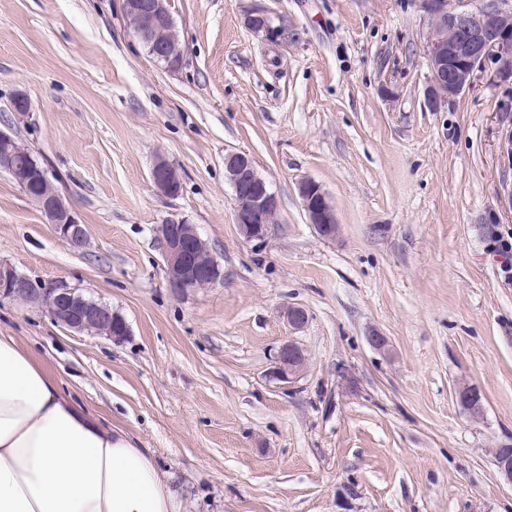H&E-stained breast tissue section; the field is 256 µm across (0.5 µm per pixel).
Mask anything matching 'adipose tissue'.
I'll list each match as a JSON object with an SVG mask.
<instances>
[{"label": "adipose tissue", "instance_id": "obj_1", "mask_svg": "<svg viewBox=\"0 0 512 512\" xmlns=\"http://www.w3.org/2000/svg\"><path fill=\"white\" fill-rule=\"evenodd\" d=\"M145 449L0 336V512H175Z\"/></svg>", "mask_w": 512, "mask_h": 512}]
</instances>
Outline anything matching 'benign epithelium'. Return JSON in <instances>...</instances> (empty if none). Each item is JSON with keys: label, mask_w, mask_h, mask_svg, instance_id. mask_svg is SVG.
Masks as SVG:
<instances>
[{"label": "benign epithelium", "mask_w": 512, "mask_h": 512, "mask_svg": "<svg viewBox=\"0 0 512 512\" xmlns=\"http://www.w3.org/2000/svg\"><path fill=\"white\" fill-rule=\"evenodd\" d=\"M425 14L429 31L426 57L430 69V84L425 91L426 101L433 111L452 104L473 86L474 75L487 62L497 65L496 74L507 81L512 79V26L502 19L512 14L506 8L508 0H417ZM479 3L473 8L471 4ZM122 16L136 20L134 35L148 53L165 67L172 68L175 59H183L177 43L175 28L166 0H122ZM248 28L268 40L281 36V27L265 10L247 13ZM0 169L7 172L16 184L27 190L32 182L50 183L47 170L25 147L0 131ZM224 171L233 189L234 219L238 233L248 241L266 239L271 218L278 212L279 200L267 181L257 171L251 157L245 153L224 156ZM151 179L158 190L175 196L181 188L177 167L164 158L156 160ZM307 223L323 237L337 231L334 209L326 193L313 180L298 186ZM38 205L57 233L74 250L88 245L85 225L79 223L64 197L46 193ZM157 243L161 252L168 285L181 294L195 288H208L220 281L217 258L198 235L194 225L171 218L157 228ZM0 297L20 300L43 307L51 319L79 334L106 336L121 341L129 333L123 316L101 301L84 296L76 288L56 284L40 288L27 276L6 264H0ZM288 326L301 329L307 321L306 311L290 306L284 312ZM303 350L291 341L283 343L274 357L269 378L289 383L304 368ZM459 404L472 416L483 411L480 396L473 388L463 385L456 390ZM494 465L499 475L512 485V454L497 451Z\"/></svg>", "instance_id": "obj_1"}]
</instances>
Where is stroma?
Here are the masks:
<instances>
[{
  "mask_svg": "<svg viewBox=\"0 0 512 512\" xmlns=\"http://www.w3.org/2000/svg\"><path fill=\"white\" fill-rule=\"evenodd\" d=\"M165 69L121 0H0V130L47 169L89 244L74 251L0 171V261L129 325L116 342L0 299L15 337L87 410L147 448L177 512H512V81L494 64L431 111L417 0H168ZM267 10L287 31L252 33ZM30 110L17 116V94ZM279 199L265 241L234 224L224 155ZM182 189L153 184L158 158ZM319 183L338 231L307 224ZM194 224L222 279L168 287L156 230ZM303 307L290 329L283 310ZM388 348H372L371 332ZM308 357L269 379L279 346ZM482 395L470 416L454 390ZM246 24L255 34H261L268 40H276L281 36V27L265 10L255 9L247 13Z\"/></svg>",
  "mask_w": 512,
  "mask_h": 512,
  "instance_id": "stroma-1",
  "label": "stroma"
}]
</instances>
